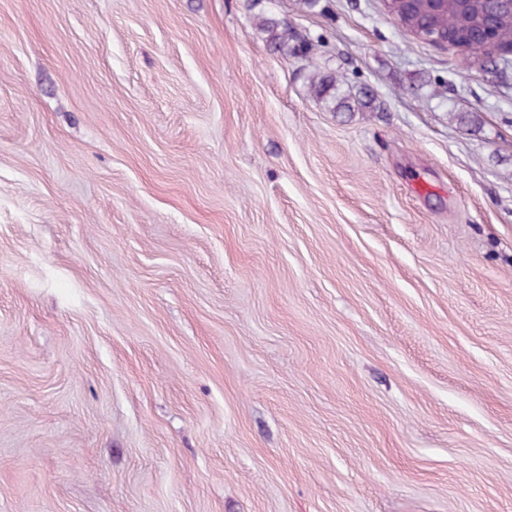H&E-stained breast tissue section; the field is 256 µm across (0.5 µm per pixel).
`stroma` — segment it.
<instances>
[{"label":"stroma","mask_w":512,"mask_h":512,"mask_svg":"<svg viewBox=\"0 0 512 512\" xmlns=\"http://www.w3.org/2000/svg\"><path fill=\"white\" fill-rule=\"evenodd\" d=\"M0 512H512V68L381 0H0ZM258 29L265 33L267 40L283 54L287 56L298 54L299 43L303 40L288 27V21L263 17L258 24ZM343 83L332 73L315 72L310 78V90L330 112H354V107L357 110L372 107V97L365 88L349 86L346 82L347 89L344 90Z\"/></svg>","instance_id":"1"}]
</instances>
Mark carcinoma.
<instances>
[{"label": "carcinoma", "mask_w": 512, "mask_h": 512, "mask_svg": "<svg viewBox=\"0 0 512 512\" xmlns=\"http://www.w3.org/2000/svg\"><path fill=\"white\" fill-rule=\"evenodd\" d=\"M434 21L456 32H478L485 27L495 30L500 42H512V11L499 7L498 0H448V10L437 15ZM258 29L267 40L285 55L298 54L302 39L288 27V22L264 17ZM310 90L330 112H353L371 108L372 97L363 87L343 82L331 73L316 72L310 78Z\"/></svg>", "instance_id": "obj_1"}]
</instances>
